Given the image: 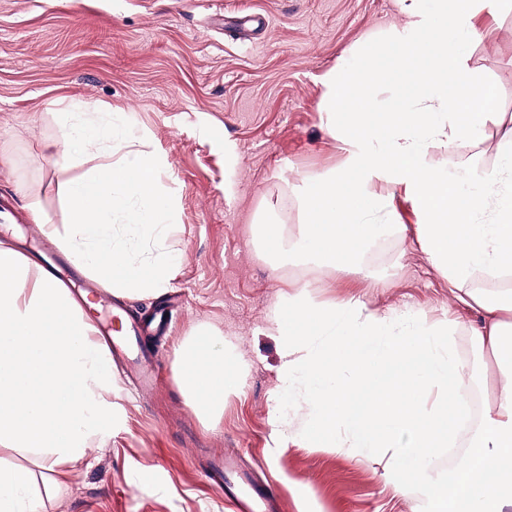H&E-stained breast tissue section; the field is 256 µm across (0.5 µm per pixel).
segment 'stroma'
<instances>
[{"label": "stroma", "mask_w": 512, "mask_h": 512, "mask_svg": "<svg viewBox=\"0 0 512 512\" xmlns=\"http://www.w3.org/2000/svg\"><path fill=\"white\" fill-rule=\"evenodd\" d=\"M400 21L395 0H0V242L28 255L52 248L30 195L55 223L66 219L52 147L69 97L124 113L132 139L165 158L161 181L176 199L164 246L177 273L160 294L124 300L142 318L177 298L164 332L138 338L157 378L135 395L113 371L122 429L91 441L47 512H233L204 477L228 451L275 483L278 512H421L423 493L395 495L383 461L282 440L274 416L306 421L282 395L271 320L300 271L324 301L356 296L372 310L464 324L480 312L458 305L409 237L386 238L365 254V273L344 275L258 244L260 225L298 223L305 176L343 160L319 112L325 75L366 32ZM466 53L512 117V7ZM202 325L246 370L219 431L174 378L176 346Z\"/></svg>", "instance_id": "35a3bbf8"}]
</instances>
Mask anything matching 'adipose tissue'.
<instances>
[{
	"label": "adipose tissue",
	"instance_id": "adipose-tissue-1",
	"mask_svg": "<svg viewBox=\"0 0 512 512\" xmlns=\"http://www.w3.org/2000/svg\"><path fill=\"white\" fill-rule=\"evenodd\" d=\"M504 0H398L402 23L364 36L350 62L324 78L320 110L344 161L304 181L301 221L289 230L263 227L267 247L303 249L316 266L348 271L389 228L386 198L401 189L418 222L416 240L447 278L456 300L481 310L467 332L476 355L491 356L495 400L447 475L433 459L454 448L460 410L474 380L457 354L455 321L427 322L409 313L369 310L359 298L320 302L293 281L275 321L279 375L306 432L283 423L291 442L314 437L366 459L387 456L386 476L408 496L422 488L430 512H512V289L474 287L477 275L512 273V127L500 139L496 170L469 162L435 164L436 144H481L497 118L496 96L467 65L478 23ZM395 99L372 97L381 80ZM65 224L38 197L28 209L42 233L117 294L152 295L172 278L171 251L127 248L115 219L164 242L174 201L162 186L160 156L134 147L123 113L92 116L66 105ZM125 151L113 160L116 148ZM176 378L193 412L218 428L224 400L240 392L244 369L200 327L175 349ZM112 400L109 353L72 293L16 249L0 245V449L33 457V468L0 466V512H45L97 437L123 424Z\"/></svg>",
	"mask_w": 512,
	"mask_h": 512
}]
</instances>
